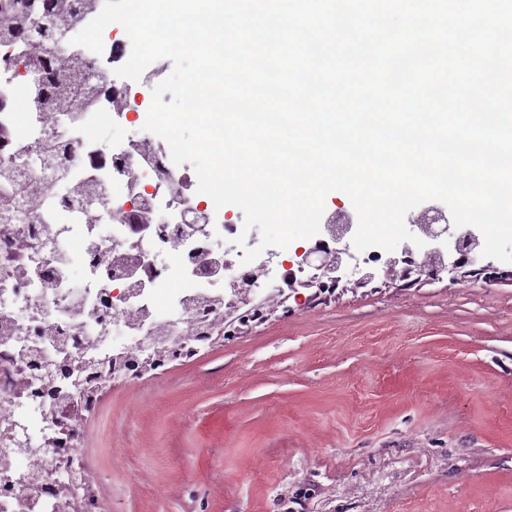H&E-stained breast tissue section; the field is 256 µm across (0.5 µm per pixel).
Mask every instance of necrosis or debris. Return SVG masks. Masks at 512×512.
<instances>
[{
	"instance_id": "4bbe7bcc",
	"label": "necrosis or debris",
	"mask_w": 512,
	"mask_h": 512,
	"mask_svg": "<svg viewBox=\"0 0 512 512\" xmlns=\"http://www.w3.org/2000/svg\"><path fill=\"white\" fill-rule=\"evenodd\" d=\"M32 6L0 0V172L10 175L0 196V482L28 483L25 495H0V512H56L46 486L75 473L84 477L79 499H97L101 476L85 464L84 425L119 377L115 359L144 336L208 335L233 299L245 248L260 242L204 200L193 167L174 165L168 144L144 131L167 66L156 61L137 81L117 77L132 52L121 25L104 29L101 53L84 48L58 66L62 95L24 117L11 111L43 58L14 37ZM64 106L74 116L61 118ZM109 120L130 126L119 143L91 135ZM23 203L32 213L21 222ZM336 248L324 225L293 253L264 249L252 263L257 286L291 292L308 278L305 256ZM77 261L87 270L78 283ZM86 343L100 363L89 394L56 367L59 348L77 357ZM16 436L31 452L15 447Z\"/></svg>"
}]
</instances>
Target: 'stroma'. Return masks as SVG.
<instances>
[{"label":"stroma","mask_w":512,"mask_h":512,"mask_svg":"<svg viewBox=\"0 0 512 512\" xmlns=\"http://www.w3.org/2000/svg\"><path fill=\"white\" fill-rule=\"evenodd\" d=\"M85 448L107 512H512V283L297 295L114 381Z\"/></svg>","instance_id":"stroma-1"}]
</instances>
